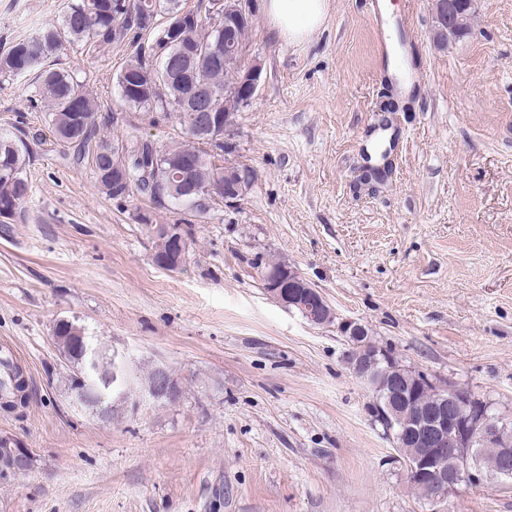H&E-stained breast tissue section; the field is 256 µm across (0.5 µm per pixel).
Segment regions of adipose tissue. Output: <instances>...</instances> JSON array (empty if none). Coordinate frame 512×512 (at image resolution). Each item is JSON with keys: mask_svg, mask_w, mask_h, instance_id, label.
I'll return each instance as SVG.
<instances>
[{"mask_svg": "<svg viewBox=\"0 0 512 512\" xmlns=\"http://www.w3.org/2000/svg\"><path fill=\"white\" fill-rule=\"evenodd\" d=\"M264 10L277 39L300 42L324 24L328 0H264Z\"/></svg>", "mask_w": 512, "mask_h": 512, "instance_id": "adipose-tissue-1", "label": "adipose tissue"}]
</instances>
